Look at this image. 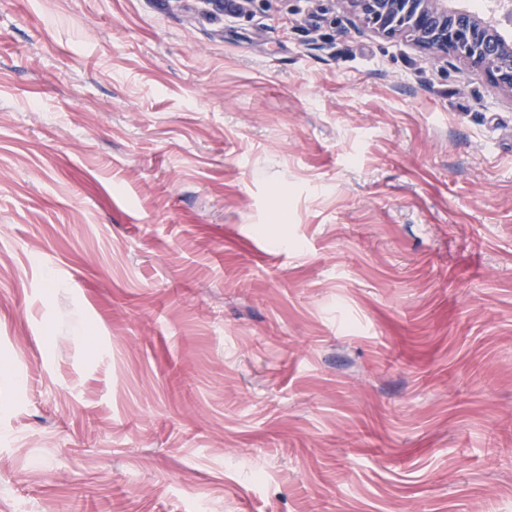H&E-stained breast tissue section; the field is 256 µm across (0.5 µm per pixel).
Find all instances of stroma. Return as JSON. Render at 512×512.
<instances>
[{"mask_svg":"<svg viewBox=\"0 0 512 512\" xmlns=\"http://www.w3.org/2000/svg\"><path fill=\"white\" fill-rule=\"evenodd\" d=\"M0 512H512V94L339 0H0Z\"/></svg>","mask_w":512,"mask_h":512,"instance_id":"stroma-1","label":"stroma"}]
</instances>
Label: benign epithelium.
Masks as SVG:
<instances>
[{
	"label": "benign epithelium",
	"mask_w": 512,
	"mask_h": 512,
	"mask_svg": "<svg viewBox=\"0 0 512 512\" xmlns=\"http://www.w3.org/2000/svg\"><path fill=\"white\" fill-rule=\"evenodd\" d=\"M374 33L411 40L436 61L453 57L512 92V47L498 27L448 0H339Z\"/></svg>",
	"instance_id": "obj_1"
}]
</instances>
